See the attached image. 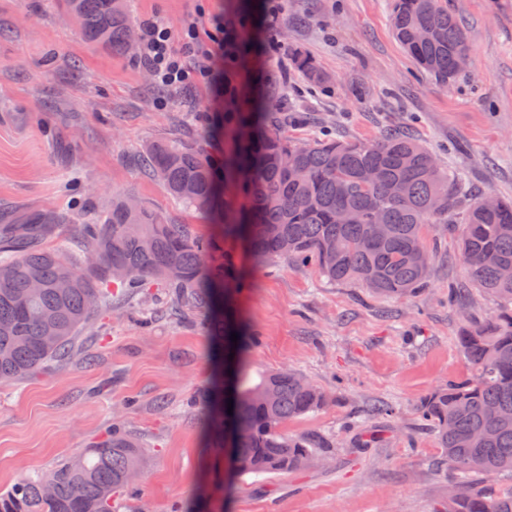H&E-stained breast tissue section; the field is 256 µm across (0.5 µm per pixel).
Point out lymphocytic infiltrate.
Here are the masks:
<instances>
[{
    "mask_svg": "<svg viewBox=\"0 0 512 512\" xmlns=\"http://www.w3.org/2000/svg\"><path fill=\"white\" fill-rule=\"evenodd\" d=\"M245 27L237 14L214 18L198 14L177 33L160 22L146 25L140 50L153 84L162 91L205 87L207 108L219 119L238 111L244 100L239 77L240 34Z\"/></svg>",
    "mask_w": 512,
    "mask_h": 512,
    "instance_id": "obj_1",
    "label": "lymphocytic infiltrate"
}]
</instances>
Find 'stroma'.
<instances>
[{"instance_id":"stroma-1","label":"stroma","mask_w":512,"mask_h":512,"mask_svg":"<svg viewBox=\"0 0 512 512\" xmlns=\"http://www.w3.org/2000/svg\"><path fill=\"white\" fill-rule=\"evenodd\" d=\"M258 34L243 59L245 111L277 112L293 140L323 134L372 141L412 135L479 195L512 199V0H448L464 23L470 61L448 83L421 70L395 40L393 0H252ZM135 24L179 28L191 15L226 13L234 0H127ZM310 54L327 80L312 86L290 53ZM158 91L139 53L87 42L63 0H0V213L73 215L84 197L141 200L165 223L196 236L217 227L168 195L139 161L152 140L193 139L222 157L203 91ZM458 231L425 227L434 254L426 288L385 298L327 280L313 266L238 254L240 288L224 323L246 336L258 372L293 369L330 396L284 430L320 444L303 471L226 480L206 452L204 396L218 343L204 316L172 319L166 289L113 308L82 334L88 358L0 384V492L87 448L112 426L144 455L114 512H439L448 470L421 401L470 365L457 343L464 290L478 317L498 299L466 278Z\"/></svg>"}]
</instances>
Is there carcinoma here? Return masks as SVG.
I'll return each mask as SVG.
<instances>
[{
	"label": "carcinoma",
	"mask_w": 512,
	"mask_h": 512,
	"mask_svg": "<svg viewBox=\"0 0 512 512\" xmlns=\"http://www.w3.org/2000/svg\"><path fill=\"white\" fill-rule=\"evenodd\" d=\"M82 35L114 53L128 52L133 24L126 0H66ZM396 38L434 79L446 83L470 52L447 0H394ZM429 29L432 35L421 36ZM295 67L321 84L324 74L304 54ZM272 112L224 113V161L216 164L191 139L152 141L144 166L164 190L203 213L222 237L243 243L258 259L315 264L334 282L356 281L383 297L418 293L427 285L432 254L427 224L463 212L461 258L471 283L500 301L492 315L465 323L459 344L471 373L434 391L418 414L436 437L451 481L445 512H512V203L483 210L469 186L449 174L407 133L379 140L328 138L295 143ZM304 171L297 179L293 172ZM132 197L88 221L52 212L0 224V383L21 380L52 363L78 357L81 331L112 304L125 303L151 283L169 289L170 315L206 314L223 337L218 358L233 354L227 413L222 384L207 398L208 449L224 447L225 422L237 430L240 474L288 475L308 466L316 444L283 431L289 420L323 407L328 395L305 375L281 370L253 378L224 334V294L241 283L236 257L216 240L166 224ZM55 224L76 225L78 257L44 247ZM143 464L141 446L114 427L99 444L73 454L0 493V512H114L112 503Z\"/></svg>",
	"instance_id": "cac0c4a2"
}]
</instances>
